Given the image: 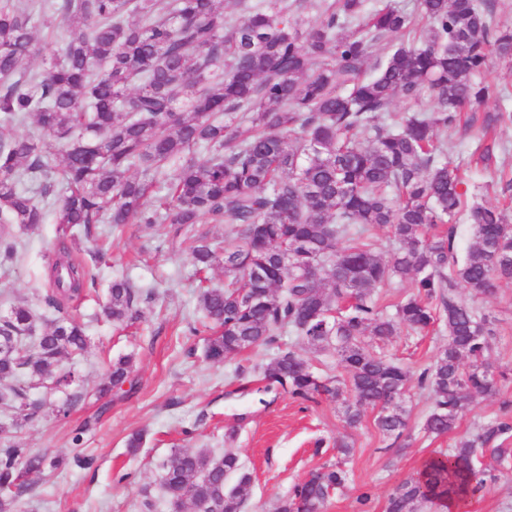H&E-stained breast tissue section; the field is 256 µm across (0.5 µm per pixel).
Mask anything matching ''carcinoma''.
<instances>
[{"mask_svg":"<svg viewBox=\"0 0 512 512\" xmlns=\"http://www.w3.org/2000/svg\"><path fill=\"white\" fill-rule=\"evenodd\" d=\"M0 0V127L32 131L0 137V259L14 260L15 227L60 226L57 258L41 298L44 313L14 303L0 319L11 353L0 356V512H14L25 476L61 460L31 454L15 430L40 416L38 384L65 390L78 379L61 362L87 346L68 301L84 294L86 266L69 241L94 225L121 232L166 225L193 239L198 270L224 268V283L199 294V320L211 330L206 357L222 363L245 350H278L263 368L268 385L300 400L344 404L347 425L361 407L379 408L375 425L396 441L408 431L399 404L411 380L428 391L422 429L445 436L478 397L496 395L507 374L489 362L496 319L468 303L512 282V201L486 205L448 161L460 113L489 99L471 156L512 191L495 167L512 127L506 88L482 75L492 56L512 61V29L497 21V0ZM318 19L305 29L303 10ZM69 24L67 41L40 71L39 27ZM375 72L366 76L372 56ZM411 108L390 115L393 102ZM200 147L210 149L204 161ZM180 160L160 185L162 168ZM473 230L464 252L455 224ZM197 224H231L234 241L197 234ZM389 229L398 247L384 255L364 237ZM408 280L413 291L381 308L377 289ZM140 293L126 278L109 286L102 315L115 326L141 317ZM442 321L448 343L420 373L388 357L381 343L402 329L426 333ZM289 332L299 345L282 349ZM336 355L340 374L313 370L312 354ZM134 356L112 362L103 390L130 381ZM512 400L428 457L397 484L386 512H422L440 502L462 512L498 475L485 457L512 465ZM168 512H243L251 474L234 448H173L161 462ZM340 465L297 483L278 512H322L345 486Z\"/></svg>","mask_w":512,"mask_h":512,"instance_id":"cac0c4a2","label":"carcinoma"}]
</instances>
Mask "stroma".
I'll list each match as a JSON object with an SVG mask.
<instances>
[{"label": "stroma", "mask_w": 512, "mask_h": 512, "mask_svg": "<svg viewBox=\"0 0 512 512\" xmlns=\"http://www.w3.org/2000/svg\"><path fill=\"white\" fill-rule=\"evenodd\" d=\"M57 226L45 222L22 233L25 250L15 262L0 267V314L10 304H36L48 286V258L55 250ZM107 253L93 269L95 290L71 304L87 324V348L81 356L64 359L78 380L69 393L37 389L36 397L51 402L50 410L26 424L19 433L31 452L63 456L56 471L27 475L29 491L18 497L15 512H141L142 489L160 496L159 464L173 448H213L235 445L252 476L246 512H276L290 488L317 467L335 463L334 442L347 436L353 450L344 467L350 474L346 489L331 497L324 512H352L357 490L372 486L371 512H385L392 488L415 474L434 452L454 446L459 436L497 412L502 399H512V283L495 293L476 297L475 305L497 319V341L491 361L508 373L500 394L477 400L458 421L454 432L434 438L422 430L430 402L425 390L409 384L401 404L409 416V435L392 444L375 426L377 413L364 409L360 425L347 429L343 406L325 399L300 403L280 388H266L262 368L274 350H247L221 364L205 361L207 333H192L196 321L199 279L188 245L171 235L158 242L143 224L104 242L83 239L72 249L85 258L97 245ZM117 277L131 280L143 296L142 317L121 330L100 317L106 291ZM445 333L426 336L401 332L384 346L387 353L419 368L429 364ZM134 357V387L130 394L102 396L113 359ZM76 403L68 416L55 412L67 396ZM100 415L96 430L80 443L72 438L85 419ZM142 434L143 447L129 455L127 440ZM92 458L90 467L73 465V456Z\"/></svg>", "instance_id": "35a3bbf8"}]
</instances>
